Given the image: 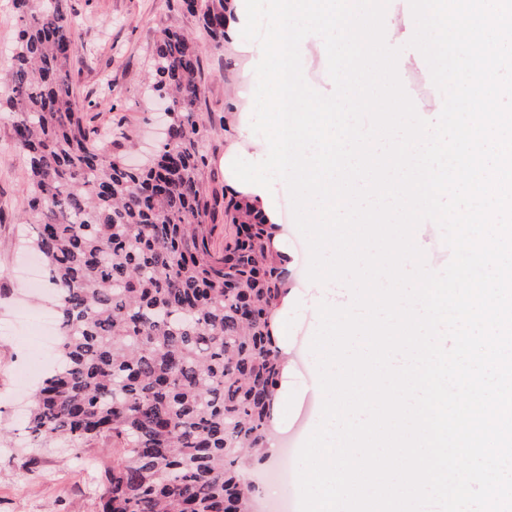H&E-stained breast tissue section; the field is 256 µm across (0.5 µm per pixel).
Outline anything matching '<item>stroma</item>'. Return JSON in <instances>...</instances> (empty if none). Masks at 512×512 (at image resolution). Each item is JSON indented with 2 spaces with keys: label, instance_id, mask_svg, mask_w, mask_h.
Here are the masks:
<instances>
[{
  "label": "stroma",
  "instance_id": "1",
  "mask_svg": "<svg viewBox=\"0 0 512 512\" xmlns=\"http://www.w3.org/2000/svg\"><path fill=\"white\" fill-rule=\"evenodd\" d=\"M71 14L91 57L77 55L72 79L79 96L95 90L103 77L112 80L117 108L101 106L88 113L89 127L120 126L122 148L137 145L138 161L150 158L160 131L151 100L144 93L149 57L163 27L198 33L195 18L182 14L175 0H70ZM245 60L234 44L204 49L200 78V115L208 157L206 186L224 193V151L237 135L234 93L243 79ZM11 130L0 120V319L9 316L24 293L14 276L25 261L21 246L23 220L20 199L29 181L24 161L11 148ZM294 367L288 389L274 406L270 424L282 451L278 459L252 466L246 477L256 487V512H299L297 481L288 484L286 499H279L269 482L279 469L296 471L298 453L315 429L319 413L307 391L316 373L310 343L318 326L305 309H289L282 320ZM42 354L38 329L19 323L8 335L0 334V512H98L101 492L98 471L112 462L118 442L97 438L86 442V459L95 462L88 472L82 462L68 458L64 449L46 445L38 450L20 447L13 436L19 426L23 395L18 386ZM85 459V460H86Z\"/></svg>",
  "mask_w": 512,
  "mask_h": 512
}]
</instances>
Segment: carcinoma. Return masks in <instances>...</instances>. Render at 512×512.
<instances>
[{
  "instance_id": "obj_1",
  "label": "carcinoma",
  "mask_w": 512,
  "mask_h": 512,
  "mask_svg": "<svg viewBox=\"0 0 512 512\" xmlns=\"http://www.w3.org/2000/svg\"><path fill=\"white\" fill-rule=\"evenodd\" d=\"M18 38L0 109L30 182L21 208L59 316V360L36 389L29 447L85 452L112 437L98 512H252L243 458L261 459L282 373L271 319L286 282L272 225L224 197L236 235L210 246L201 139L202 47L165 28L151 88L169 140L133 168L97 143L71 63L83 50L69 0H13ZM230 0H178L205 41L224 47Z\"/></svg>"
}]
</instances>
